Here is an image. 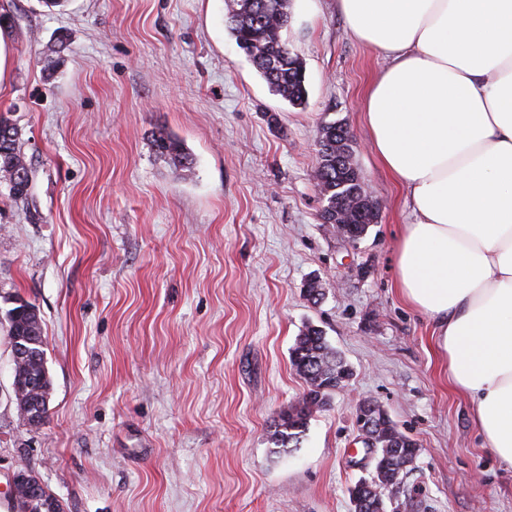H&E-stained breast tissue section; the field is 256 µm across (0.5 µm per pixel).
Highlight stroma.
<instances>
[{
  "instance_id": "1",
  "label": "stroma",
  "mask_w": 512,
  "mask_h": 512,
  "mask_svg": "<svg viewBox=\"0 0 512 512\" xmlns=\"http://www.w3.org/2000/svg\"><path fill=\"white\" fill-rule=\"evenodd\" d=\"M0 13V113L32 171L23 202L0 181V497L29 469L65 512H351L347 489L370 471L356 423L369 398L419 447L403 475L415 512H512V467L395 286L412 217L363 106L385 63L335 0H289L298 108L238 48L226 0H0ZM338 121L378 204L355 245L320 217L315 142ZM158 130L183 142L191 170L153 153ZM313 277L316 303L303 292ZM20 299L38 309L51 381L36 428L12 386ZM309 324L354 375L298 447L280 448L271 426L306 388L291 348Z\"/></svg>"
}]
</instances>
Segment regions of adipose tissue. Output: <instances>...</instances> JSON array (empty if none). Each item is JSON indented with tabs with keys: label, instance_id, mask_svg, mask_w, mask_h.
Here are the masks:
<instances>
[{
	"label": "adipose tissue",
	"instance_id": "1",
	"mask_svg": "<svg viewBox=\"0 0 512 512\" xmlns=\"http://www.w3.org/2000/svg\"><path fill=\"white\" fill-rule=\"evenodd\" d=\"M387 65L366 94L413 220L395 285L434 326L448 379L512 466V0H336Z\"/></svg>",
	"mask_w": 512,
	"mask_h": 512
}]
</instances>
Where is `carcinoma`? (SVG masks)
I'll return each mask as SVG.
<instances>
[{
    "label": "carcinoma",
    "mask_w": 512,
    "mask_h": 512,
    "mask_svg": "<svg viewBox=\"0 0 512 512\" xmlns=\"http://www.w3.org/2000/svg\"><path fill=\"white\" fill-rule=\"evenodd\" d=\"M227 20L238 47L272 91L292 106L304 105L307 89L303 63L282 37L289 24L288 0H231ZM323 129L326 142L318 150L316 179L330 204L331 216L347 210V202H357L351 211L353 240L357 241L368 232L374 213L361 196L364 180L352 160L351 132L345 129L336 133L334 122L323 125ZM153 147L175 173L192 168L193 159L177 137L161 132L153 139ZM0 179L8 184L14 199L28 198L31 169L21 152V133L4 113H0ZM8 321L10 337L31 336L39 350H44L42 323L34 304L19 301L10 310ZM291 359L307 389L275 420L271 440L283 448L300 444L313 414L336 391V381L352 376L351 369L317 326L308 325L297 336ZM376 433L378 458L370 477L348 489L353 512H399L400 503L393 500L391 491L395 473L417 456V444L399 432L389 417L382 418Z\"/></svg>",
    "instance_id": "1"
}]
</instances>
